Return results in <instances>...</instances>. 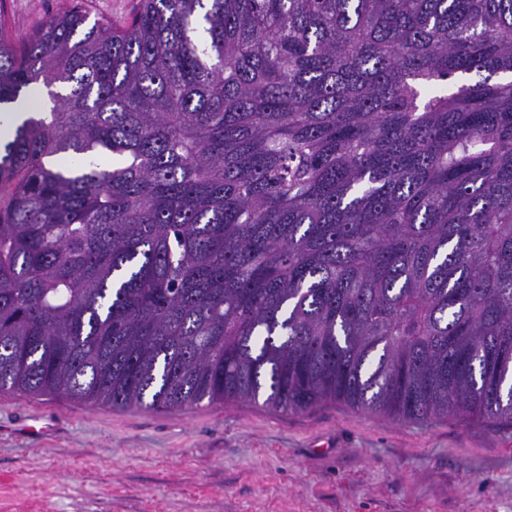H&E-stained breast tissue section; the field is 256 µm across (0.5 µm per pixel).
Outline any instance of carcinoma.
Returning <instances> with one entry per match:
<instances>
[{"mask_svg":"<svg viewBox=\"0 0 512 512\" xmlns=\"http://www.w3.org/2000/svg\"><path fill=\"white\" fill-rule=\"evenodd\" d=\"M504 74L512 0L0 18V389L512 424ZM32 108L30 102L25 101L21 104L20 112H8L0 114V142H7L12 139L14 130L17 125L21 123L23 119L30 113L28 112Z\"/></svg>","mask_w":512,"mask_h":512,"instance_id":"carcinoma-1","label":"carcinoma"}]
</instances>
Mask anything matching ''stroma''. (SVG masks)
Listing matches in <instances>:
<instances>
[{"instance_id":"35a3bbf8","label":"stroma","mask_w":512,"mask_h":512,"mask_svg":"<svg viewBox=\"0 0 512 512\" xmlns=\"http://www.w3.org/2000/svg\"><path fill=\"white\" fill-rule=\"evenodd\" d=\"M74 6L120 23L140 0L5 3L19 35ZM35 419L46 432H27ZM0 512H512V425L0 391Z\"/></svg>"}]
</instances>
